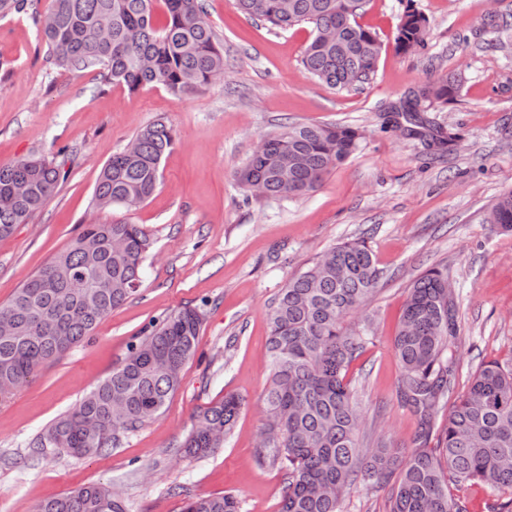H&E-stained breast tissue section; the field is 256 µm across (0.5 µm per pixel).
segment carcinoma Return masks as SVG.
<instances>
[{
  "label": "carcinoma",
  "mask_w": 512,
  "mask_h": 512,
  "mask_svg": "<svg viewBox=\"0 0 512 512\" xmlns=\"http://www.w3.org/2000/svg\"><path fill=\"white\" fill-rule=\"evenodd\" d=\"M34 0H0V14L31 12L50 60L59 68L100 70L106 83L134 91L161 85L182 96L224 79V49L206 18L204 0H53L40 14ZM239 9L277 30L306 24L311 40L302 64L310 77L337 90L367 81L382 44L357 22L364 0H237ZM163 7V22L155 12ZM399 52L427 46L426 20L415 11L400 19ZM426 102L446 103L458 84L441 79L420 86ZM358 129L342 124L283 126L261 138L237 173L249 195L292 198L315 191L325 174L355 153ZM175 134L157 121L102 167L94 206L132 210L161 184V161ZM62 176L57 157L30 155L0 163V239L26 224L53 195ZM489 220L512 231V191L501 195ZM152 248L147 232L128 221L85 225L56 255L0 306L9 316L0 333V398L10 395L42 364L61 357L90 335L140 287ZM75 282L56 281L58 266ZM380 277L362 240L341 243L292 277L267 312L269 384L263 402L261 463L287 471L278 512H342L360 481L388 480L389 512H468L448 492V480L512 490V365L486 362L467 394L448 414L437 447L394 455L383 438L362 448L364 418L349 366L372 334L371 321L347 328L344 318L366 310ZM202 324L196 308L170 311L132 344L124 360L69 413L40 436L39 448L75 457L110 450L159 415L180 386L194 356ZM456 337V304L448 295V268L435 266L407 289L394 339L400 366L396 394L419 416L417 440L426 443L434 416L448 400L455 371L448 352ZM242 407L234 395L199 412L182 452L206 457L224 447ZM36 512H128L112 489L91 484L44 500ZM184 512H241L231 495L198 497Z\"/></svg>",
  "instance_id": "1"
}]
</instances>
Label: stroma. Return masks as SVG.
I'll list each match as a JSON object with an SVG mask.
<instances>
[{"mask_svg": "<svg viewBox=\"0 0 512 512\" xmlns=\"http://www.w3.org/2000/svg\"><path fill=\"white\" fill-rule=\"evenodd\" d=\"M205 5L225 76L182 96L161 86L105 85L94 68L60 69L29 15L0 16V162L65 156V177L43 209L0 239V304L89 221L139 224L153 240L138 292L0 400V512H35L43 500L98 483L131 512H183L188 499L224 494L236 496L242 512H278L287 476L260 465L257 448L269 375L266 312L291 277L347 240H364L380 271L367 315L347 318L352 327L372 321V340L348 371L369 440L386 438L401 454L418 445L419 417L396 394L393 340L410 284L431 266H447L457 309L449 404L467 393L481 364H512V232L488 220L495 200L512 190V0H367L358 21L384 49L369 81L343 91L304 69L308 26L272 29L237 0ZM409 7L428 22L426 51L394 48ZM489 11L505 22L494 45L475 35ZM445 75L460 91L423 112L425 136L385 129L387 107ZM159 119L177 135L161 186L135 210H96L103 165ZM285 123L350 125L362 143L315 192L246 196L237 171L260 138ZM432 134L453 143L432 151ZM183 306L198 308L203 323L160 415L103 454L35 448L124 359L135 336ZM229 394L244 406L223 448L200 459L180 454L194 417ZM390 489L359 482L342 512H388Z\"/></svg>", "mask_w": 512, "mask_h": 512, "instance_id": "stroma-1", "label": "stroma"}]
</instances>
